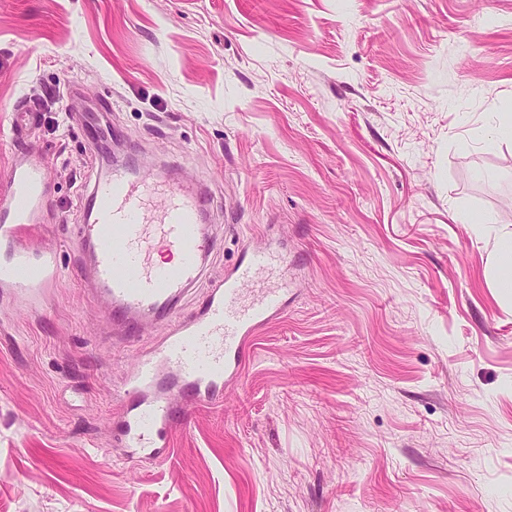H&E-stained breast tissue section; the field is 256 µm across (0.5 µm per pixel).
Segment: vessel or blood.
I'll list each match as a JSON object with an SVG mask.
<instances>
[{"label":"vessel or blood","instance_id":"obj_1","mask_svg":"<svg viewBox=\"0 0 512 512\" xmlns=\"http://www.w3.org/2000/svg\"><path fill=\"white\" fill-rule=\"evenodd\" d=\"M44 184L41 165L21 155L0 194V298L28 309L59 279L56 251L26 242L45 206ZM209 196L205 184L163 186L128 167L111 168L85 196L76 230L80 275L92 295L109 301L115 332L132 342L144 322L169 326L141 349L118 394L112 441L136 463L167 458L176 400L222 399L241 377L249 339L285 307L287 288L271 277L284 272L286 256L254 249L207 288L193 315L179 316L216 246L206 224Z\"/></svg>","mask_w":512,"mask_h":512}]
</instances>
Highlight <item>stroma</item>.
<instances>
[{"instance_id": "35a3bbf8", "label": "stroma", "mask_w": 512, "mask_h": 512, "mask_svg": "<svg viewBox=\"0 0 512 512\" xmlns=\"http://www.w3.org/2000/svg\"><path fill=\"white\" fill-rule=\"evenodd\" d=\"M39 114L16 135L13 109ZM512 0H0V182L51 207L45 307L0 304V512H512ZM107 115L138 168L205 182L217 246L288 257L243 378L183 404L148 466L112 444L139 343L79 285L105 170L60 111ZM486 282L500 301H512V230L495 233L490 241Z\"/></svg>"}]
</instances>
